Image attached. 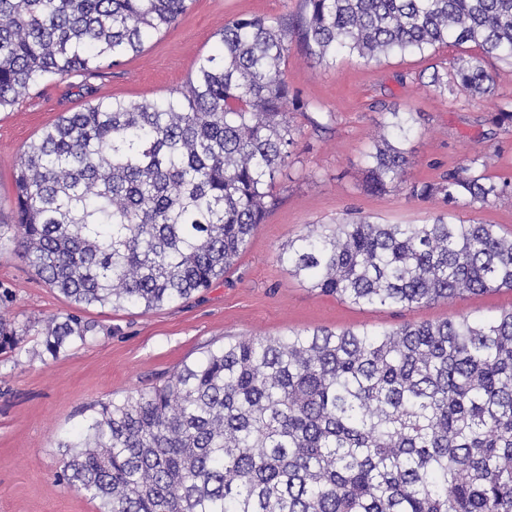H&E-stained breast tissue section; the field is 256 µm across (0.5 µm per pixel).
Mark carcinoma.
Here are the masks:
<instances>
[{"label":"carcinoma","instance_id":"cac0c4a2","mask_svg":"<svg viewBox=\"0 0 512 512\" xmlns=\"http://www.w3.org/2000/svg\"><path fill=\"white\" fill-rule=\"evenodd\" d=\"M192 0H0V110L39 79L140 53ZM471 42L428 85L496 96L487 59L512 64V0H303L295 17L224 23L162 101L93 100L23 150L15 221L37 276L80 310L185 302L236 264L293 162L283 73L297 41L320 63L368 64ZM409 118L392 110L365 156L372 193L403 185L444 206L427 224L365 218L288 242L278 261L357 306L413 307L512 289V235L459 206L512 199L493 155L408 181ZM75 312L37 333L57 357L95 335ZM30 327L0 319V353ZM57 478L99 512H512V310L382 331L231 338L163 381L98 400L59 439Z\"/></svg>","mask_w":512,"mask_h":512}]
</instances>
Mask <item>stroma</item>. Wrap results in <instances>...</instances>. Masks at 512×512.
Masks as SVG:
<instances>
[{
	"mask_svg": "<svg viewBox=\"0 0 512 512\" xmlns=\"http://www.w3.org/2000/svg\"><path fill=\"white\" fill-rule=\"evenodd\" d=\"M301 9L302 0H193L174 27L149 38L122 65H102L92 76L39 80L0 111V220L13 217L21 152L64 113L81 110L93 98L162 100L181 89L197 59L214 49L226 21L294 16ZM474 51L473 44L451 43L429 61L408 54L366 65L343 56L325 65L291 47L285 77L311 112L293 113L296 155L275 184L278 204L223 281L188 302L150 311L84 309L83 317L99 323L97 335L55 358L44 354L36 335L25 337L19 353H0V512H98L97 502L57 481V441L90 403L150 387L226 338L314 328L384 330L512 308L507 289L413 308L356 306L312 290L277 259L289 240L313 225L342 221L350 211L383 224H425L439 212V203L411 197L402 186L366 190L365 154L383 108L413 119L410 181H433L467 165L480 145L495 153L496 173L512 174V127L487 121L498 106L512 102V66L489 61L497 84L492 100L447 98L419 78L428 64L447 68ZM314 116L328 117L326 128H314ZM0 288L11 296L0 316L12 323L72 309L11 246L0 248Z\"/></svg>",
	"mask_w": 512,
	"mask_h": 512,
	"instance_id": "stroma-1",
	"label": "stroma"
}]
</instances>
